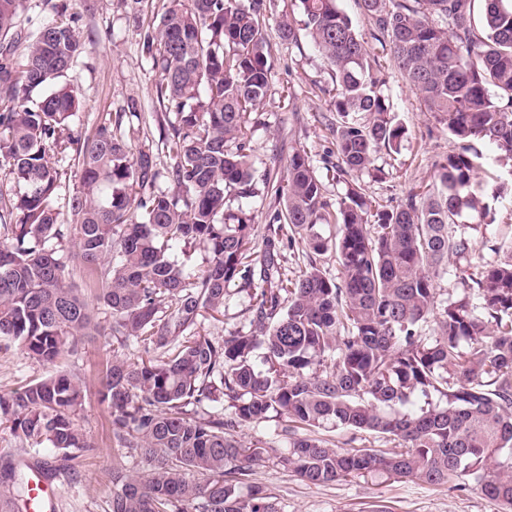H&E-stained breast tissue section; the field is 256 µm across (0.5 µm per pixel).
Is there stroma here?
I'll return each instance as SVG.
<instances>
[{"instance_id":"obj_1","label":"stroma","mask_w":512,"mask_h":512,"mask_svg":"<svg viewBox=\"0 0 512 512\" xmlns=\"http://www.w3.org/2000/svg\"><path fill=\"white\" fill-rule=\"evenodd\" d=\"M65 2L68 16L77 20L86 53L67 74L66 80L80 93V109L71 124L73 136L92 134L97 126L114 121L129 101L141 106L139 129L134 148L150 150L157 164L166 161L159 139L164 115L150 96L155 73L143 50L147 17H134L119 0H26L21 16L24 26L57 19L58 2ZM351 17L372 58L387 65L382 88L394 106L406 135L397 154L379 153L374 169L359 179L366 199L375 207H396L408 190H422L430 184L434 164L457 149L455 139L443 130L421 107L416 95L403 81L398 69L373 38V23L357 0H340ZM270 62L272 78L260 115L261 124L251 146L255 166L282 175L293 148H304L318 168L330 202L345 193V181L336 177L331 165L333 137L327 122L335 116L327 89L332 82L322 59L306 36L288 44L273 42ZM486 158L476 174L472 188L489 205L482 216L464 213L463 223L475 225L478 243L491 245L512 242V159L489 144L481 145ZM59 170L54 204L61 223L70 220V199L79 184L76 146L71 138H61L50 152ZM231 299L221 319L204 317L200 330L222 339L233 329L253 330L254 311L248 286L235 282ZM102 330L82 337L74 351L65 353L53 364L28 358L15 345L0 341V394L8 396L25 386L63 371L78 376L85 385V398L76 416L91 448L69 454L43 447L36 451L22 448L10 429L0 422V471L12 468L30 473L43 464L67 465L66 474L51 480L58 503L57 512H110L113 472L133 474L144 470L139 454L118 448L112 442L111 417L101 403L99 390L106 364L112 358V338L107 330L111 317L105 308L95 310ZM267 487L277 498L281 512H502L501 506L482 494L479 488L460 491L448 485L396 481L382 477H360L315 486L267 460L255 467L248 484Z\"/></svg>"}]
</instances>
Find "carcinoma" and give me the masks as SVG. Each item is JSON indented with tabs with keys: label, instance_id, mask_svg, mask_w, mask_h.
<instances>
[{
	"label": "carcinoma",
	"instance_id": "1",
	"mask_svg": "<svg viewBox=\"0 0 512 512\" xmlns=\"http://www.w3.org/2000/svg\"><path fill=\"white\" fill-rule=\"evenodd\" d=\"M382 48L425 111L458 141L423 191L372 210L351 185L336 209L305 149L280 178L260 172L250 142L271 80L267 0H162L144 49L164 112L165 171L133 151L124 116L69 137L81 162L70 223L54 205L59 173L50 144L70 130L77 92L59 79L86 52L76 26L19 24L23 0H0V171L17 186L0 199V338L53 363L98 331L87 297L112 318L113 338L146 357L106 367L101 402L120 448L148 468L112 476L111 512H280L268 489L239 485L274 449L234 433L271 419L290 438L277 464L303 481L348 477L469 483L512 512V251L488 259L459 218L485 205L470 192L486 141L512 156V0H358ZM283 16L284 42L305 31L332 74L336 172L362 174L382 150L397 153L405 128L381 93L384 67L368 52L339 0H299ZM166 179L170 189L156 187ZM267 189L284 212L262 247L243 209L229 202ZM336 224L326 237L320 225ZM74 247L84 287L69 284L63 243ZM335 252L339 280L314 262L288 278L281 249ZM206 249L190 267L174 248ZM463 296L441 297L451 258ZM251 294L256 328L215 340L195 330L224 313L229 285ZM261 348V364L252 360ZM82 381L50 375L0 395V414L22 447H91L75 422ZM218 404L221 411L207 407ZM374 432L401 450L343 449L319 431Z\"/></svg>",
	"mask_w": 512,
	"mask_h": 512
}]
</instances>
